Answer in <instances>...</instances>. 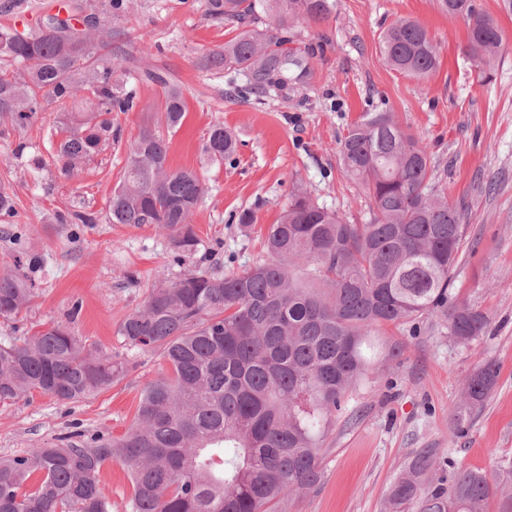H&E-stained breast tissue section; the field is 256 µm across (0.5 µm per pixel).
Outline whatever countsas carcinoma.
Wrapping results in <instances>:
<instances>
[{
	"instance_id": "cac0c4a2",
	"label": "carcinoma",
	"mask_w": 512,
	"mask_h": 512,
	"mask_svg": "<svg viewBox=\"0 0 512 512\" xmlns=\"http://www.w3.org/2000/svg\"><path fill=\"white\" fill-rule=\"evenodd\" d=\"M468 26L465 53L481 65L499 55L503 33L476 0H437ZM91 5L72 0L86 24L52 23L20 33L0 28V57L20 65L0 70V127L24 128L45 98L68 113L50 133L54 162L69 177L109 142L112 112L134 106L114 78L103 50L112 27ZM332 0H208L207 13L239 29L207 64L243 76L260 100L304 85L310 44L293 47L283 35L301 20L328 17ZM271 24L258 27L259 14ZM387 65L412 77L433 72L439 48L413 20L382 36ZM139 74L163 87L160 123L182 124L179 85L145 67ZM234 134L211 127L206 152L222 161L236 151ZM344 174L365 186L370 220L349 224L295 189L280 220L267 230L272 259L240 273L195 270L152 289L119 324L133 350L158 352L166 373L149 380L137 416L119 436L74 433L0 460V512H112L101 480L108 462L130 476L125 512H276L322 478L320 451L345 410L346 399L379 360L400 354L382 347L376 330L408 324L419 335L430 317L443 320L459 342L486 333L481 309L449 293L462 249L465 210L448 199L427 146L391 112H367L340 142ZM204 194L196 172L173 169L156 125L128 145L123 179L109 202V221L165 231L176 253L198 246L192 224ZM34 288L16 262L0 273V318L30 303ZM129 363L86 344L68 327L50 324L32 336L0 337V404L35 393L77 403L109 388ZM497 368L487 362L461 390L467 411L493 389ZM423 448L391 484L384 512H512V473L505 478L460 468Z\"/></svg>"
}]
</instances>
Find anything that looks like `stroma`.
Returning <instances> with one entry per match:
<instances>
[{"instance_id": "stroma-1", "label": "stroma", "mask_w": 512, "mask_h": 512, "mask_svg": "<svg viewBox=\"0 0 512 512\" xmlns=\"http://www.w3.org/2000/svg\"><path fill=\"white\" fill-rule=\"evenodd\" d=\"M55 0H0V25L25 32L54 13ZM505 41L489 83L465 52L468 31L435 0H334L328 19L290 28L296 44L321 47L309 61L308 85L258 101L244 77L230 79L208 57L223 52L237 30L207 13V0H136L133 12L113 11L108 59L127 74L134 107L112 115V137L72 177L56 168L48 138L62 119L46 102L26 128L0 129V187L14 214L0 216V271L12 269V241L35 257L34 297L0 336H28L58 322L103 350L127 354V376L83 402L63 404L34 394L0 404V457L24 454L71 432L121 435L132 423L147 381L167 368L156 352L128 350L118 325L156 285L196 269L240 271L267 260L265 236L295 186L349 223L368 219L363 186L341 172L338 146L364 113H394L428 148L451 200L467 207L465 239L451 272L452 295L490 317L484 336L449 338L438 319L422 336L383 327L401 354L350 394L322 456L323 478L279 512H381L390 485L419 448H443L457 465L489 473L512 470V10L504 0H477ZM400 19L421 22L439 47V65L416 79L390 69L384 30ZM168 71L187 104L181 126L167 132L171 167L195 171L207 192L193 220L195 252L175 255L168 235L152 226L107 220L109 199L126 166L127 147L154 123L164 95L136 76L139 60ZM221 123L237 149L224 161L206 150ZM81 211L96 223L73 224ZM252 223H241L243 213ZM498 368L483 404L458 414L465 377L485 362ZM464 433L450 435L453 422Z\"/></svg>"}]
</instances>
